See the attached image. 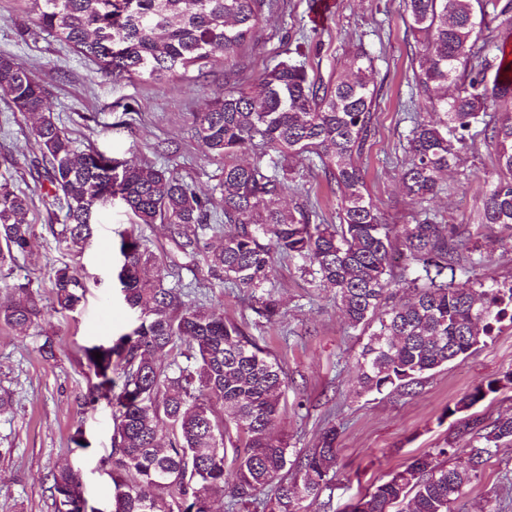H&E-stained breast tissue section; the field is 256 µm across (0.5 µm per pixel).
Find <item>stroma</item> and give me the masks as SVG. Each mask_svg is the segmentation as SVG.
<instances>
[{"label": "stroma", "instance_id": "35a3bbf8", "mask_svg": "<svg viewBox=\"0 0 512 512\" xmlns=\"http://www.w3.org/2000/svg\"><path fill=\"white\" fill-rule=\"evenodd\" d=\"M315 17V0H280L253 42L224 67L192 80L157 84L115 78L56 38L39 31L24 0H0V55L12 56L44 88L58 125L79 149H94L121 162H147L175 169L215 209H222L224 161L209 156L194 137V116L217 93L254 84L284 58L304 62L311 76L336 77L346 56L363 50L372 59L377 91L376 128L368 157L366 188L386 223L413 224L429 211L441 224L478 230L477 208L496 183L494 143L473 128L457 162L426 208L405 197L399 172L407 163L411 117L413 41L403 21V0H327ZM293 206L319 204L325 223H336L337 201L316 168L282 162ZM0 182L30 200L34 226L27 252L0 269V284H23L37 296L44 318L24 331L0 325V392L12 409L0 415V512H52L47 488L53 473L76 471L88 507L107 512L112 481L101 460L111 450L113 422L106 401L90 406L95 384L84 350L107 344L134 326L125 307L117 269L121 234L135 230L165 264L174 266L189 303L224 314L279 362L288 381L285 405L273 425L289 447H315L327 426L337 429L336 476L303 512H346L356 498L404 469L413 456L454 439L451 462L463 464L468 438H455V403L479 383L512 370V323L503 322L487 344L428 374L415 394H377L356 383L366 330L349 325L328 289L316 287L299 260L278 264L270 281L252 290L220 288L207 278L203 260L189 263L175 253L160 224H134L120 197L99 205L93 236L82 254L62 240L64 203L45 177L41 154L27 119L0 97ZM475 266L461 275L468 287L512 282V228L495 227L474 252ZM77 270L86 286L77 311L56 312L51 278L56 269ZM280 314L267 321L262 298ZM52 339L53 357L41 352ZM452 512H512V446L499 448L479 477L467 485Z\"/></svg>", "mask_w": 512, "mask_h": 512}]
</instances>
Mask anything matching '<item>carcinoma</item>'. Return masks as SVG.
Masks as SVG:
<instances>
[{"label":"carcinoma","mask_w":512,"mask_h":512,"mask_svg":"<svg viewBox=\"0 0 512 512\" xmlns=\"http://www.w3.org/2000/svg\"><path fill=\"white\" fill-rule=\"evenodd\" d=\"M36 26L118 77L162 83L223 63L252 42L265 14L279 0H25ZM414 38L415 95L432 103L433 118L413 120L409 161L401 169L405 195L415 204L434 197L440 176L483 125L503 172L484 197L479 221L512 224V0L487 18L483 0H405ZM497 22L490 27V22ZM493 29L496 35L480 38ZM483 45H477L478 40ZM494 44L495 54H484ZM371 60L358 53L336 78L309 76L304 64L285 59L250 88L215 96L196 114L194 136L214 157L250 154L253 164H224L223 221L213 223L211 200L165 166L119 164L96 150H80L58 126L42 86L13 58L0 55V96L33 120L32 133L50 168V184L67 202L62 235L83 250L93 234L94 209L119 193L137 224H163L178 253L195 258L207 237V275L222 288H258L270 280L276 259H299L317 287L334 293L354 328L376 323L362 347L363 390L410 391L422 378L487 342L495 325L512 323V284H456L468 272V227L383 222L366 189L363 156L375 132L376 99ZM298 157L321 169L335 186L339 223L318 224L306 205L279 208L288 193L284 169H263L270 154ZM29 201L0 183V269L30 246ZM123 300L135 327L110 346L85 349L100 382L88 400L112 408L110 454L102 460L112 479L111 512H224L251 505L262 512H300L336 474V427L302 457L268 436L285 395L279 364L224 314L183 300L169 266L130 231L120 243ZM410 293L396 299L397 283ZM60 312H73L83 285L67 268L51 280ZM0 322L26 329L41 320L38 301L22 285H4ZM102 354L96 359L94 353ZM170 358L167 365L159 356ZM512 384V372L465 394L449 410H467ZM234 425L231 487L224 472V437ZM457 435L470 437L467 465L448 466V442L413 460L350 512H451L464 488L479 476L493 449L512 444V416L491 423L467 418ZM77 473L52 475L54 512H87L75 492Z\"/></svg>","instance_id":"1"}]
</instances>
